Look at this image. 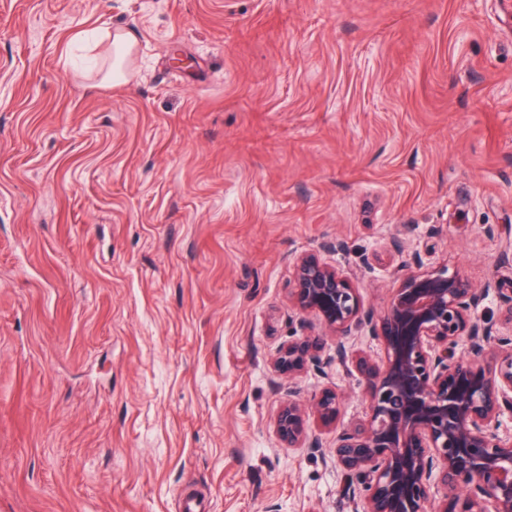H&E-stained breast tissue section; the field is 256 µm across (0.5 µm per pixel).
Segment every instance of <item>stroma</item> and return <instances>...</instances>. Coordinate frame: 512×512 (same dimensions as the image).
I'll list each match as a JSON object with an SVG mask.
<instances>
[{
	"instance_id": "1",
	"label": "stroma",
	"mask_w": 512,
	"mask_h": 512,
	"mask_svg": "<svg viewBox=\"0 0 512 512\" xmlns=\"http://www.w3.org/2000/svg\"><path fill=\"white\" fill-rule=\"evenodd\" d=\"M336 239L375 310L416 254L512 307V0H0V512H351L273 432L367 412L271 367L332 354L289 260ZM136 39L133 33L116 30L113 39V81H119L125 78L124 61L135 47ZM286 345L280 347L273 358V368L278 375L288 376L291 379L307 368L313 367L325 374L324 367L329 360L324 361L322 350L323 336H290Z\"/></svg>"
}]
</instances>
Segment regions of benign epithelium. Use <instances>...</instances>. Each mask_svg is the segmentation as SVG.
<instances>
[{
	"label": "benign epithelium",
	"instance_id": "7a95c632",
	"mask_svg": "<svg viewBox=\"0 0 512 512\" xmlns=\"http://www.w3.org/2000/svg\"><path fill=\"white\" fill-rule=\"evenodd\" d=\"M421 265L418 256L402 265L378 315L341 268L316 253L295 260L290 301L336 337V363L364 382L368 412L340 427V389L326 386L308 404L290 391L273 431L285 448L318 449L310 419L336 430L330 460L348 478L353 512H425L434 485L446 491L439 512H512V433L500 432L512 411V308L499 323L479 320L474 310L500 292L495 278L476 284L457 269ZM364 330L382 342L384 360L351 350ZM462 340L469 356L457 358ZM323 345L321 336L293 337L274 371L291 379L324 370Z\"/></svg>",
	"mask_w": 512,
	"mask_h": 512
}]
</instances>
